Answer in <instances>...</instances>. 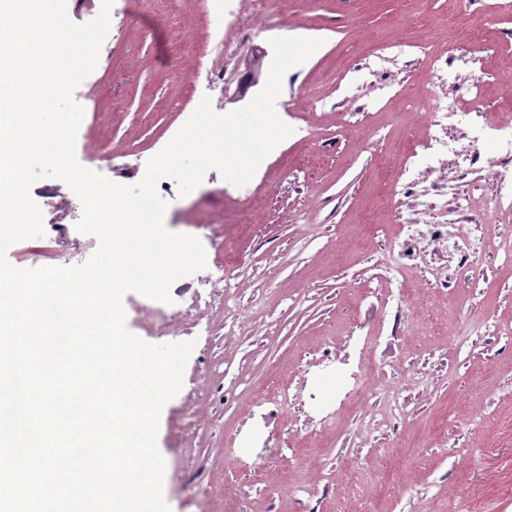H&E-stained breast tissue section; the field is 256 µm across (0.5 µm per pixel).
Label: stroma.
<instances>
[{
    "instance_id": "1",
    "label": "stroma",
    "mask_w": 512,
    "mask_h": 512,
    "mask_svg": "<svg viewBox=\"0 0 512 512\" xmlns=\"http://www.w3.org/2000/svg\"><path fill=\"white\" fill-rule=\"evenodd\" d=\"M221 3L229 54L203 0H113L98 64L74 93L81 165L133 185L203 96L221 114L246 105L255 49L323 41L286 73L276 109L294 133L249 184L212 170L184 197L158 185L170 231L225 228L206 268L174 283L166 315L138 293L123 300L144 341L197 342L159 424L171 512H336L341 500L357 512L374 496L350 470L382 467L412 435L433 442L396 469L403 489L375 498L376 512H512V130L500 126L512 114V8L466 0L475 38L494 49L470 64L448 50V0ZM432 100L449 148L407 162L394 144L434 135ZM45 190L56 221L8 249L14 267L75 266L98 248L76 229L71 189L31 188ZM484 305L490 316L469 327ZM368 360L379 372L360 393L353 374ZM279 380L287 398L262 397Z\"/></svg>"
}]
</instances>
